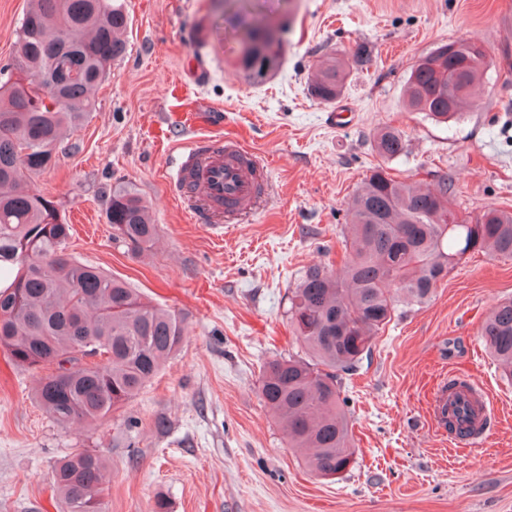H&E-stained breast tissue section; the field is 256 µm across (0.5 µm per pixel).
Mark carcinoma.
<instances>
[{"mask_svg": "<svg viewBox=\"0 0 512 512\" xmlns=\"http://www.w3.org/2000/svg\"><path fill=\"white\" fill-rule=\"evenodd\" d=\"M224 15L239 31L236 60L254 83L280 68L283 44L273 26L257 17L255 0H224ZM128 16L122 0H30L19 26L15 60L0 67V270L16 273L0 288V349L16 367L55 365L40 379L35 401L62 427L102 420L129 401L179 350L187 336L185 313L151 305L136 289L66 253L71 225L54 201L20 188L51 167L57 145L95 111L94 92L111 63L125 52ZM76 49L80 77L59 91L43 79L59 46ZM473 65L460 69L437 50L416 64L405 89L406 105L439 123L457 122L479 81L485 53L459 40ZM343 88L335 60L320 71L311 93L323 103ZM51 103L35 111L44 99ZM377 153L394 159L406 151L404 132L385 127ZM451 179L430 191L377 168L347 202L352 252L340 272L309 267L290 290L289 320L309 359L290 356L268 363L260 394L282 425L290 448H309L308 466L334 476L353 462L339 374L352 375L371 340L396 310L418 305L469 252L512 259V211L491 209L458 223ZM112 238L136 251L152 242L157 225L131 189L112 190L106 207ZM490 353L512 378V298L501 301L481 327ZM98 354L81 363L77 354ZM108 482L104 456L77 448L54 468L53 490L65 512H103Z\"/></svg>", "mask_w": 512, "mask_h": 512, "instance_id": "obj_1", "label": "carcinoma"}]
</instances>
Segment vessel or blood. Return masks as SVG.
<instances>
[{
	"label": "vessel or blood",
	"instance_id": "1",
	"mask_svg": "<svg viewBox=\"0 0 512 512\" xmlns=\"http://www.w3.org/2000/svg\"><path fill=\"white\" fill-rule=\"evenodd\" d=\"M164 136L171 142L167 179L191 223L218 228L263 206L269 185L265 163L241 140L213 130L208 114L176 113ZM425 412L437 435L457 448L481 441L498 416L489 394L468 372L456 370L432 380Z\"/></svg>",
	"mask_w": 512,
	"mask_h": 512
}]
</instances>
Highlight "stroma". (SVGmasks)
<instances>
[{"mask_svg":"<svg viewBox=\"0 0 512 512\" xmlns=\"http://www.w3.org/2000/svg\"><path fill=\"white\" fill-rule=\"evenodd\" d=\"M126 50L97 108L56 148L29 189L73 224L68 251L125 279L154 304L183 311L189 334L124 406L65 429L37 406L39 371L0 351V512H60L55 464L74 449L109 464L104 512H512V380L479 328L512 297V260L468 254L423 304L398 307L341 395L355 460L332 477L289 448L259 395L260 369L304 355L291 333L288 290L306 268L337 267L349 238L346 203L369 171L432 187L444 175L462 214L512 207V0H264L284 27L283 65L253 84L235 66L237 41L213 0H124ZM29 0H0V66L16 52ZM470 39L484 75L463 118L438 123L405 106V85L438 46ZM344 62L340 97L310 93L322 63ZM190 83L215 129L239 135L270 165V196L217 235L189 223L165 178L155 137L167 84ZM402 129L403 156L382 160L377 132ZM137 191L158 236L135 254L112 238L107 200ZM466 366L501 420L484 445L450 452L419 397L427 375Z\"/></svg>","mask_w":512,"mask_h":512,"instance_id":"stroma-1","label":"stroma"}]
</instances>
